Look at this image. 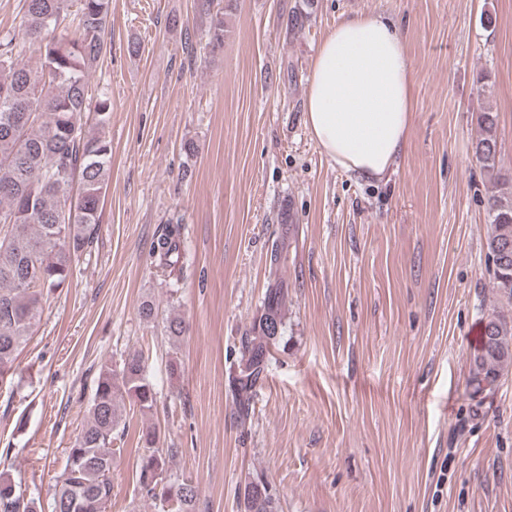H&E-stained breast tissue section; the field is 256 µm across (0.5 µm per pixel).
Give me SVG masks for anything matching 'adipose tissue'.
<instances>
[{"mask_svg":"<svg viewBox=\"0 0 512 512\" xmlns=\"http://www.w3.org/2000/svg\"><path fill=\"white\" fill-rule=\"evenodd\" d=\"M306 124L322 152L364 180L383 178L407 140L411 66L399 29L382 14L339 23L311 61Z\"/></svg>","mask_w":512,"mask_h":512,"instance_id":"adipose-tissue-1","label":"adipose tissue"}]
</instances>
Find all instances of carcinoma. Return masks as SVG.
<instances>
[{"label": "carcinoma", "mask_w": 512, "mask_h": 512, "mask_svg": "<svg viewBox=\"0 0 512 512\" xmlns=\"http://www.w3.org/2000/svg\"><path fill=\"white\" fill-rule=\"evenodd\" d=\"M23 27L0 36V377L14 373L19 356L33 335L43 302L67 286L73 264L91 253L102 220L101 201L111 173L112 141L106 136L111 101L92 94L88 81L107 52L112 0H21ZM209 45H224V8L206 0ZM70 32L57 33L62 24ZM40 46L34 66L16 62L26 42ZM93 112L97 131L86 128ZM472 157L492 189L487 199V252L502 262L492 273L500 304L482 325L479 345L470 361L475 388L501 377L512 366V174L504 168L498 116L479 111L471 142ZM152 264L163 276L183 273L179 225H168L153 247ZM288 291L281 279L270 280L258 325L241 339L235 377L236 406L249 418L250 394L263 379L270 347L284 329ZM167 338L175 343L186 333L179 317L167 320ZM130 399L140 411L153 410L152 384L144 376L142 356L132 354L119 366L100 363L87 419L71 446L60 473L51 512H107L112 503L115 434L121 429L119 402ZM144 452L137 488L163 512H196L198 488L170 473L178 455L172 446H157L150 429L142 435ZM243 512H278L270 483L253 478L244 488ZM0 512H43L41 502L24 499L9 476L0 474Z\"/></svg>", "instance_id": "carcinoma-1"}]
</instances>
